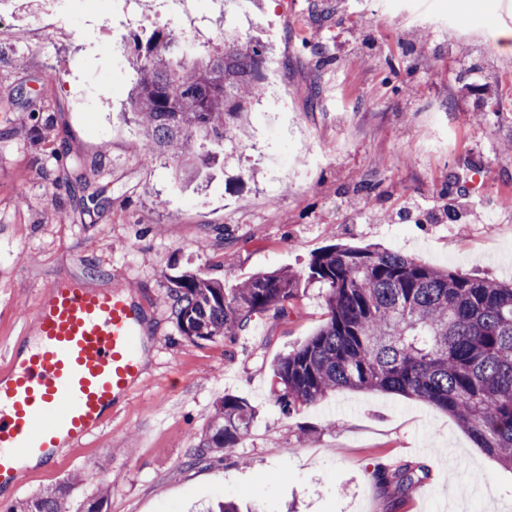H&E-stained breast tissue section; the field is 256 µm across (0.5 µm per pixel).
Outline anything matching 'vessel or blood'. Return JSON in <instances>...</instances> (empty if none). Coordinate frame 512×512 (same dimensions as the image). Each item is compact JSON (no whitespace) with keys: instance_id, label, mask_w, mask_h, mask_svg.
Returning a JSON list of instances; mask_svg holds the SVG:
<instances>
[{"instance_id":"b4317fda","label":"vessel or blood","mask_w":512,"mask_h":512,"mask_svg":"<svg viewBox=\"0 0 512 512\" xmlns=\"http://www.w3.org/2000/svg\"><path fill=\"white\" fill-rule=\"evenodd\" d=\"M33 327L40 349L0 378V486L27 480L19 456L79 447L142 375L143 321L120 296L59 277Z\"/></svg>"}]
</instances>
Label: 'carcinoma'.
I'll list each match as a JSON object with an SVG mask.
<instances>
[{
  "mask_svg": "<svg viewBox=\"0 0 512 512\" xmlns=\"http://www.w3.org/2000/svg\"><path fill=\"white\" fill-rule=\"evenodd\" d=\"M180 37L157 30L135 49L129 112L144 135L148 160L161 156L185 169L193 143L199 160L238 143L248 105L261 92L265 45L233 35L205 59L173 56ZM171 314L192 342L231 339L253 316L282 308L300 282L326 289V319L300 347L272 367L276 399L290 414L338 390L392 392L430 402L454 416L477 447L512 469V282L442 270L397 251L331 245L314 255L305 277L257 272L230 288L199 271L169 278ZM254 409L227 395L214 405L190 457L239 444ZM405 495L420 483L403 466L377 474ZM84 482L74 473L45 487L37 512H107L110 485L72 503Z\"/></svg>",
  "mask_w": 512,
  "mask_h": 512,
  "instance_id": "carcinoma-1",
  "label": "carcinoma"
}]
</instances>
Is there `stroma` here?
Segmentation results:
<instances>
[{
  "instance_id": "35a3bbf8",
  "label": "stroma",
  "mask_w": 512,
  "mask_h": 512,
  "mask_svg": "<svg viewBox=\"0 0 512 512\" xmlns=\"http://www.w3.org/2000/svg\"><path fill=\"white\" fill-rule=\"evenodd\" d=\"M0 0V374L63 275L130 294L146 311L150 359L102 427L0 494V512L78 472L112 489L109 512H512V470L475 448L448 412L398 394L342 390L293 414L273 363L325 321L324 291L232 339L194 343L171 315L181 269L236 284L305 273L331 244H377L512 280V0ZM201 58L225 35L259 39L281 65L248 108L242 146L195 181L142 159L127 115L130 53L155 30ZM502 35L488 51L481 30ZM501 99L489 111L483 89ZM69 153L58 156L60 143ZM288 152V164L274 156ZM451 222L409 217L410 200ZM256 409L247 437L190 461L224 395ZM409 465L407 495L374 473Z\"/></svg>"
}]
</instances>
